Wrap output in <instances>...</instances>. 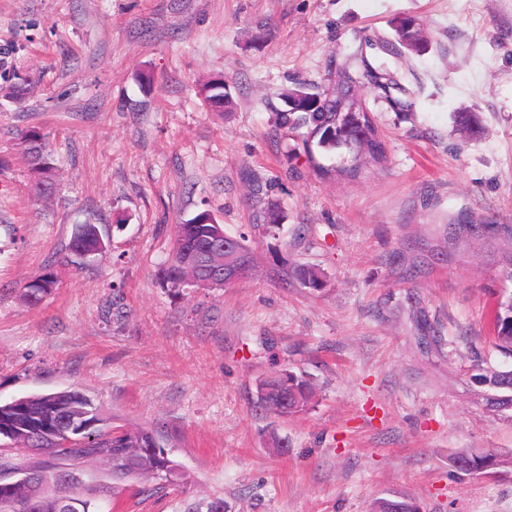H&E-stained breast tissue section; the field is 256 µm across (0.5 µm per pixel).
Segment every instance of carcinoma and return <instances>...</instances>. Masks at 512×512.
Segmentation results:
<instances>
[{
  "label": "carcinoma",
  "instance_id": "obj_1",
  "mask_svg": "<svg viewBox=\"0 0 512 512\" xmlns=\"http://www.w3.org/2000/svg\"><path fill=\"white\" fill-rule=\"evenodd\" d=\"M418 29V20L411 16L399 18L395 25L399 44L417 55L425 50L423 41L415 36ZM372 75L373 70L364 60H356L349 66L336 69L329 87L322 92L296 89L287 93L288 109L276 113V124L296 132L305 154L310 158L315 147L325 152L341 148L354 150L352 163L320 167L325 175L353 180L363 170L386 160L385 145L371 117L363 111L366 104L358 94L360 84ZM198 95L217 112L224 111V107L231 104L229 88L220 79L203 83L198 88ZM31 135L39 139V144L25 147L34 175L31 191L39 197H48L55 189L56 168L51 163L44 140L33 131L24 137ZM223 232L224 225L218 223L208 210L177 224L172 253L158 270L161 283L174 289L184 287L188 267L192 264L201 266L204 254ZM103 242L98 225L78 224L69 243L70 257L74 258L80 252H97ZM294 275L308 288L320 289L323 286L321 274L311 267L300 265L295 268ZM53 286V275L45 272L25 285L22 298L26 304L34 306ZM493 323L496 348L512 357V294L496 304ZM258 386L263 388V395L257 396L259 406L277 415L304 412L311 404L310 380L291 370L286 375L274 372L261 379ZM56 418L98 423L95 428L70 440L64 436L61 440L66 445L65 454L70 461L107 466L112 485H102L94 475L79 469L73 484L76 495L50 493L54 487L53 464L26 453L25 449L40 446L38 426ZM0 427L3 428L0 434L10 435L12 442L9 456L0 455V474L12 470L38 472L33 499L0 501V512H69L68 500L73 497L80 499V512H89L91 501L96 497L113 493L118 484L142 479L163 466L162 459L150 452L152 448L165 447L162 437L144 427L128 428L114 424L112 417L104 415L89 397L75 389L28 395L23 397L19 407L10 403L0 404ZM461 460L470 462V472L490 466H512V456L504 459L489 452L461 451L456 453L454 461Z\"/></svg>",
  "mask_w": 512,
  "mask_h": 512
}]
</instances>
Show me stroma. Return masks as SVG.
<instances>
[{
    "label": "stroma",
    "instance_id": "1",
    "mask_svg": "<svg viewBox=\"0 0 512 512\" xmlns=\"http://www.w3.org/2000/svg\"><path fill=\"white\" fill-rule=\"evenodd\" d=\"M404 14L426 53L395 41ZM354 54L398 73L414 106L361 86L387 161L345 181L320 175L334 156L307 157L276 114L284 91L323 87ZM219 76L223 112L198 95ZM29 130L58 169L48 199L30 191ZM271 201L283 220L265 233ZM203 209L254 268L177 293L158 269ZM84 222L110 245L77 265ZM511 236L512 0H0V403L82 390L157 431L180 467L97 512L216 498L225 512H369L396 495L423 512H512V471L452 462L512 451V408L478 382L512 369L492 322L512 293ZM302 264L323 288L292 278ZM45 271L53 290L27 305ZM282 369L311 379L306 412L257 408L258 381ZM54 278L51 272H45L33 280L29 281L22 294L24 302L30 306H34L39 303L43 294L54 286Z\"/></svg>",
    "mask_w": 512,
    "mask_h": 512
}]
</instances>
